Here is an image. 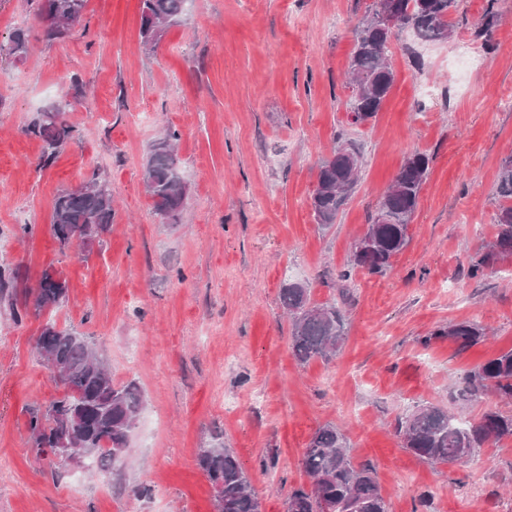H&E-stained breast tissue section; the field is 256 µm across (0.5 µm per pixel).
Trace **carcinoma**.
<instances>
[{
	"label": "carcinoma",
	"instance_id": "carcinoma-1",
	"mask_svg": "<svg viewBox=\"0 0 512 512\" xmlns=\"http://www.w3.org/2000/svg\"><path fill=\"white\" fill-rule=\"evenodd\" d=\"M142 44L152 51L165 32L185 13L187 0H140ZM87 0H42L40 17L50 40L65 38L77 23ZM458 0H375L353 29L354 48L349 64L351 95L347 103L353 122L363 124L382 108L395 81L389 59V36L376 18L387 11L394 26L409 27L423 41H441L455 33L448 17L457 10ZM26 50V38L18 31L8 46L0 44V58L19 57ZM28 131L42 141L44 161L55 158L59 149L73 138L65 119V108L50 106L38 113ZM178 132L167 131L149 147L143 180L155 211L169 223L180 220L187 194L182 187L176 142ZM362 155L353 144L342 142L318 165L312 194L314 219L327 228L351 197L359 179ZM430 158L423 152L409 154L381 197L382 222L368 225L363 235L366 248L353 250L341 279L363 269L384 274L393 258L408 245L409 225L418 206L419 194L429 171ZM498 194L512 200V159L505 161L498 176ZM112 191L96 179L57 194L53 203L52 230L61 245L92 232L100 237L112 224ZM497 233L472 260L469 275L482 277L494 263L512 257V205H500L495 213ZM62 274L52 278L44 271L31 291L34 314L60 307L67 297ZM282 307L292 320L290 349L296 361H330L346 340L343 316L335 305L316 303L311 289L301 282L285 281L280 288ZM450 337L463 349L486 339L485 329L462 321L434 330L423 339ZM35 352L44 364H54V378L65 394L46 410L29 420L30 442L41 456L44 449L58 447L61 436L79 448H94L91 468L108 472L118 466L128 448V436L144 404V395L133 382L112 381L100 348L91 337L74 327L60 328L46 320L36 339ZM459 397L466 401L494 395L512 401V349L502 351L468 371ZM397 432L403 447L419 459L438 465L472 457L490 441L512 438V415L489 408L473 420L462 422L437 405H416L398 419ZM198 466L210 479L216 512H262V502L251 479L233 449L220 438L198 455ZM302 463L311 485L294 489L285 502V512H389L373 468L353 464L347 437L331 424L320 427L303 449Z\"/></svg>",
	"mask_w": 512,
	"mask_h": 512
}]
</instances>
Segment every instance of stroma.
I'll return each instance as SVG.
<instances>
[{"label":"stroma","mask_w":512,"mask_h":512,"mask_svg":"<svg viewBox=\"0 0 512 512\" xmlns=\"http://www.w3.org/2000/svg\"><path fill=\"white\" fill-rule=\"evenodd\" d=\"M371 2L188 0L147 52L140 0H88L61 41L46 38L39 0H0V44L28 35L23 57L0 60V266L18 273L13 301L0 300V512H215L197 458L218 435L262 512H285L310 483L302 453L325 424L346 435L355 464L374 468L389 512H502L512 500V438L431 466L395 431L416 404L468 419L491 406L512 414L492 395L458 398L465 372L512 348V258L468 273L496 234L498 174L512 158V0H497L489 27L487 0H460L446 41L395 29V83L360 125L346 110L345 72ZM62 99L75 136L45 166L26 127ZM169 128L188 188L176 224L143 187L148 146ZM341 139L359 145L362 169L323 229L311 208L317 164ZM415 150L431 162L408 246L386 274L342 281ZM94 178L112 189V223L91 250L61 247L53 199ZM47 269L68 285L58 326L96 339L115 384L136 382L146 400L123 465L108 473L52 465L30 448L31 414L62 392L34 351L42 321L24 312ZM287 278L344 314L348 338L331 361L292 356ZM462 320L489 340L463 350L432 338Z\"/></svg>","instance_id":"obj_1"}]
</instances>
